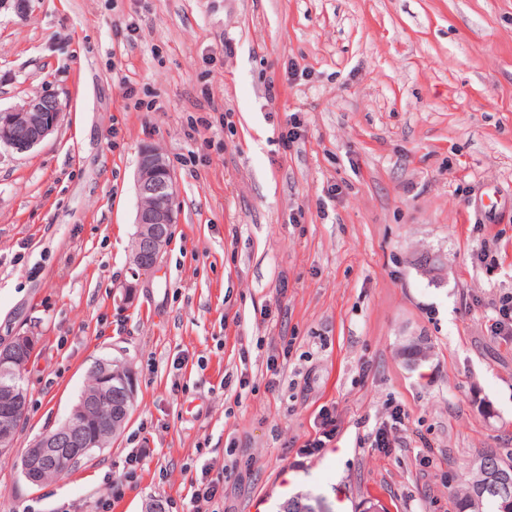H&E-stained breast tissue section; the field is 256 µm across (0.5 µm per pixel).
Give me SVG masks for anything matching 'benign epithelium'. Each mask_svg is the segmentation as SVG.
<instances>
[{
  "label": "benign epithelium",
  "instance_id": "7a95c632",
  "mask_svg": "<svg viewBox=\"0 0 512 512\" xmlns=\"http://www.w3.org/2000/svg\"><path fill=\"white\" fill-rule=\"evenodd\" d=\"M63 114L59 99L52 94L29 97L12 108H0V146L7 152L22 154L40 144L59 125ZM137 209L134 224L132 261L143 271L154 270L168 248L173 224L177 223V197L173 172L164 154L149 145L140 150L135 173ZM31 338L18 335L0 345V377L10 380L3 388L16 389L13 364L30 346ZM103 386L112 395V421L123 418L135 400V377L107 373ZM22 408L17 404L0 406V448L10 446L13 424L19 420ZM71 448L62 447L64 435L56 433L42 441L34 452L27 469L28 480L40 483L41 469L64 457L75 459L85 448H91L96 439H90L85 431L76 427L69 431ZM484 478L478 483L481 494L499 499H512V467L500 465L488 455L482 458Z\"/></svg>",
  "mask_w": 512,
  "mask_h": 512
}]
</instances>
